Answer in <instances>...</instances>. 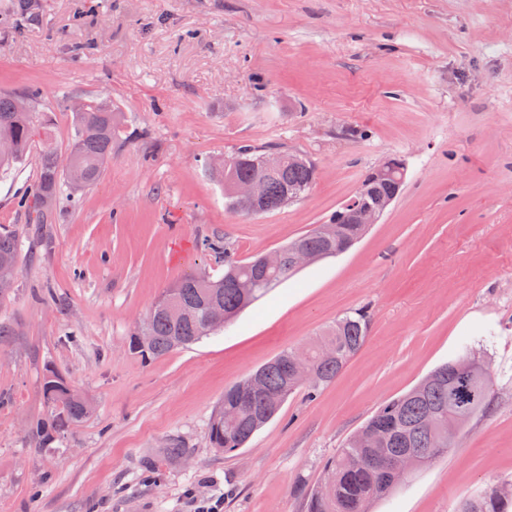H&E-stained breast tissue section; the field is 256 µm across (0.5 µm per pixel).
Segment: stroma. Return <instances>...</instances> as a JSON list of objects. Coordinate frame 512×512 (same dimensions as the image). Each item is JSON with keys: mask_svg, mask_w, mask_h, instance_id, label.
<instances>
[{"mask_svg": "<svg viewBox=\"0 0 512 512\" xmlns=\"http://www.w3.org/2000/svg\"><path fill=\"white\" fill-rule=\"evenodd\" d=\"M0 0V93L39 92L66 152L75 104L111 101L120 135L94 187L62 188L41 237L36 156L0 175L19 275L0 296V512H304L323 467L385 401L470 350L491 406L372 512H459L512 484V0ZM241 144L307 156L281 210L227 209L205 172ZM401 159L405 185L347 252L302 267L228 327L163 359L131 334L184 274L223 271L330 216ZM370 335L334 382L299 389L237 451L207 438L224 389L344 312ZM54 368L94 404L48 445ZM180 442L182 458L166 450Z\"/></svg>", "mask_w": 512, "mask_h": 512, "instance_id": "1", "label": "stroma"}]
</instances>
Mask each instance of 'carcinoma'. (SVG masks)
Returning a JSON list of instances; mask_svg holds the SVG:
<instances>
[{
  "label": "carcinoma",
  "mask_w": 512,
  "mask_h": 512,
  "mask_svg": "<svg viewBox=\"0 0 512 512\" xmlns=\"http://www.w3.org/2000/svg\"><path fill=\"white\" fill-rule=\"evenodd\" d=\"M19 99L17 94H0V141L7 140L12 145L9 155L0 156V172L3 174L26 160L36 136L49 135L47 127L36 124L34 109L26 112L19 109ZM112 113L109 101L85 105L84 111L74 113L75 135L66 162H61L53 150L40 154L39 178L29 206L33 223H44L56 209L60 187L69 183L65 163L80 166L86 174L84 183L73 187L75 191L90 188L102 178L106 161L112 159V139L116 130ZM232 157L235 162L218 168L209 165L206 172L224 185L225 205L233 212L239 211V203L232 188L241 181L265 180L266 192L261 209L266 214L302 197L317 179L316 166L301 155H293L292 161L273 173L263 168L265 150L253 145L237 147ZM341 228L340 239L331 246L321 237L317 226L292 243L326 258L332 257L336 249L365 234L361 224H343ZM202 246L206 251L224 255V274L216 277L205 273L188 275L175 284L184 301L196 304V314L190 319L179 320L162 310H155L148 332L151 336L149 346L143 349L132 339L128 343L129 351L142 360L163 358L175 349L193 345L212 334L207 327L208 299L202 295L201 285H206L210 296L224 306V315L231 321L297 271L287 245L283 247L284 258L280 266L269 270L261 267L259 257L240 260L218 242L207 240ZM19 247L16 231L0 230L1 263H18ZM239 279L253 281L255 288L250 295L245 296L236 288ZM370 325L367 311H348L306 347L315 375L314 381L307 384L310 391L329 385L340 375L367 341ZM290 355L291 351L284 350L262 366L265 373L263 394L250 395L242 380L224 390V404L215 411L208 428V439L213 448L228 454L243 447L255 432L276 416L288 397L302 388L290 378ZM484 380H489L487 369L478 357L469 353L437 367L410 391L383 403L360 428L367 436L361 439L357 433L352 435L336 456L327 460L325 473L331 475L332 480L328 484L318 483L305 494V512H370L371 503L387 496L393 489L387 483L384 468L388 458L410 449L420 469L448 453V442L439 438L438 430L450 418L464 426L489 407L490 392L482 388ZM87 417L83 402L74 400L61 413H51V421L31 424L30 434L46 442L53 438V434H64ZM511 508L512 496H502L500 486L492 485L478 497L465 502L461 512H509Z\"/></svg>",
  "instance_id": "carcinoma-1"
}]
</instances>
